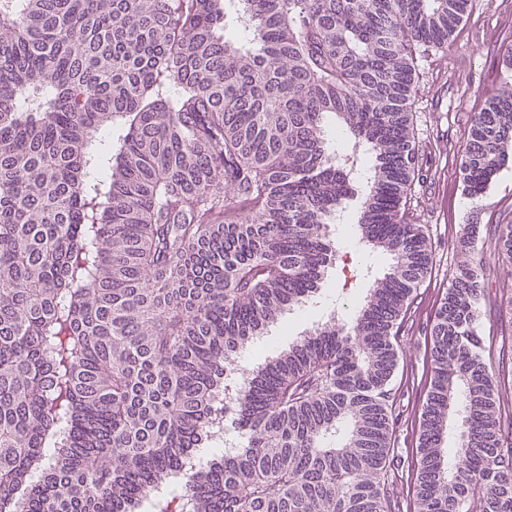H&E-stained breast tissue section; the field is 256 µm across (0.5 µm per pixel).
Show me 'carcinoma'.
Instances as JSON below:
<instances>
[{"label": "carcinoma", "instance_id": "obj_1", "mask_svg": "<svg viewBox=\"0 0 512 512\" xmlns=\"http://www.w3.org/2000/svg\"><path fill=\"white\" fill-rule=\"evenodd\" d=\"M471 5L0 0V512H387L395 328L432 264L404 215L416 49L455 51ZM511 142L510 92L470 126V196ZM338 212L388 271L226 391ZM482 291L461 268L435 315L417 512H512ZM226 407L244 447L196 463Z\"/></svg>", "mask_w": 512, "mask_h": 512}]
</instances>
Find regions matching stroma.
Masks as SVG:
<instances>
[{"instance_id": "1", "label": "stroma", "mask_w": 512, "mask_h": 512, "mask_svg": "<svg viewBox=\"0 0 512 512\" xmlns=\"http://www.w3.org/2000/svg\"><path fill=\"white\" fill-rule=\"evenodd\" d=\"M455 41L453 53L430 47L419 50L416 59L411 108L418 174L407 196L405 216L422 225L432 244L433 263L398 321L399 365L390 384L396 429L388 467L389 512H414L419 423L433 377L430 331L457 267L466 260H478V273L486 284L478 304L479 325L491 341L486 359L497 376L512 377V347L502 345L503 336L512 332L505 318L512 309V261L502 257L498 240L501 225L512 224V153L479 197L467 194L461 169L475 114L512 85V58L501 52L503 45L512 44V0H475ZM471 220L477 221L480 232L474 252L468 253L461 250L460 240ZM347 234L344 225H331L334 265L320 283L312 307L299 313L298 330L312 328L317 314L336 305L343 319H350L372 279L386 272L388 259H374L366 248L347 251ZM346 260L353 268H370V278L357 280L354 288L344 287L341 265Z\"/></svg>"}]
</instances>
